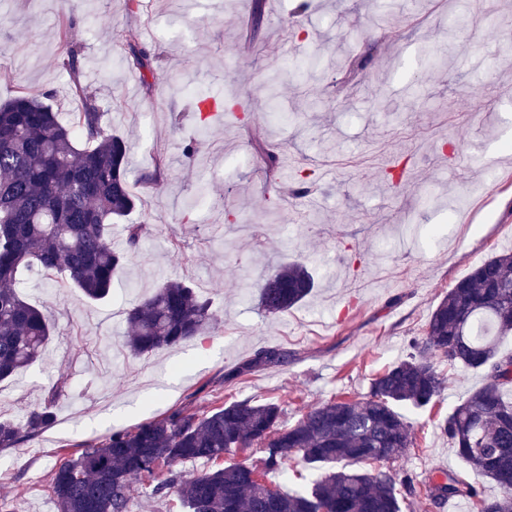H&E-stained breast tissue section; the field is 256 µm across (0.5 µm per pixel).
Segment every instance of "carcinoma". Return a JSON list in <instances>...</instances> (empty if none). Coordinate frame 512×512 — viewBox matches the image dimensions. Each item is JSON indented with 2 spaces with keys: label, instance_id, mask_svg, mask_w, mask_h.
I'll return each instance as SVG.
<instances>
[{
  "label": "carcinoma",
  "instance_id": "1",
  "mask_svg": "<svg viewBox=\"0 0 512 512\" xmlns=\"http://www.w3.org/2000/svg\"><path fill=\"white\" fill-rule=\"evenodd\" d=\"M125 53L132 68H151L146 48L128 42ZM61 65L80 101L71 122L26 92L0 105V381L38 360L52 333L47 315L19 293L22 277L60 273L86 299L104 300L112 277L147 234L144 224L124 223L136 204L125 140L104 128L98 99L81 81L77 49ZM115 226L125 234L123 249L109 244ZM314 287L305 264L285 263L261 285L259 305L270 315L285 313ZM126 321L131 335L125 347L142 355L204 334L219 315L192 286L162 279ZM511 335L512 250L479 262L448 289L431 311L425 336L372 379L364 399L329 401L288 427L280 424L277 403L243 399L202 414L178 408L114 429L55 465L50 487L56 512H129L138 481L154 482L152 495L169 496L187 512H411L413 480L384 464L413 447L412 428L397 407L434 403L445 389L437 368L443 363L482 371L487 379L440 424L476 479L444 472L425 487L426 498L433 505L464 499L478 512H512V401L504 399L512 391V354L500 350ZM287 359L282 349L260 350L224 381ZM61 396L53 391L19 422L0 418V448L49 427ZM255 443L265 447V473L286 470L298 457L321 475L311 487L290 492L251 478L256 467L242 463L182 479L174 473L185 461L217 462ZM484 478L498 484L501 496H484Z\"/></svg>",
  "mask_w": 512,
  "mask_h": 512
}]
</instances>
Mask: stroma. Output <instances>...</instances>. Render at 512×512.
I'll use <instances>...</instances> for the list:
<instances>
[{
	"instance_id": "1",
	"label": "stroma",
	"mask_w": 512,
	"mask_h": 512,
	"mask_svg": "<svg viewBox=\"0 0 512 512\" xmlns=\"http://www.w3.org/2000/svg\"><path fill=\"white\" fill-rule=\"evenodd\" d=\"M77 0L70 38L108 132L128 140L135 172L167 160L127 218L150 227L109 298L87 302L60 275L24 277L46 311L44 356L0 382V415L22 418L55 387V421L0 449V498L11 512H55L50 475L109 431L180 407L272 400L282 423L312 407L361 399L407 357L432 308L472 267L512 248V0ZM60 0L0 6V104L48 96L62 120L78 108L60 62ZM145 46L131 70L115 40ZM234 106L201 119L191 100ZM195 140L193 162L183 156ZM279 166L268 169V153ZM303 260L316 286L272 316L258 303L278 265ZM163 278L192 284L220 322L173 349L133 356L126 312ZM279 347L287 363L225 384V372ZM434 407L401 413L414 447L391 463L425 486L471 477L438 428L485 382L443 367Z\"/></svg>"
}]
</instances>
